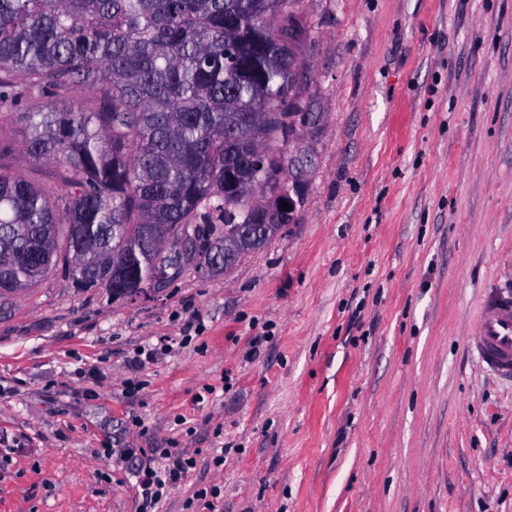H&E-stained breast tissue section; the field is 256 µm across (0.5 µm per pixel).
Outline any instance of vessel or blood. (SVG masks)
I'll list each match as a JSON object with an SVG mask.
<instances>
[{
  "label": "vessel or blood",
  "instance_id": "obj_1",
  "mask_svg": "<svg viewBox=\"0 0 512 512\" xmlns=\"http://www.w3.org/2000/svg\"><path fill=\"white\" fill-rule=\"evenodd\" d=\"M469 348L484 367L503 379H512V297L486 296L468 336Z\"/></svg>",
  "mask_w": 512,
  "mask_h": 512
}]
</instances>
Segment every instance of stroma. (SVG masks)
I'll list each match as a JSON object with an SVG mask.
<instances>
[{
	"label": "stroma",
	"instance_id": "obj_1",
	"mask_svg": "<svg viewBox=\"0 0 512 512\" xmlns=\"http://www.w3.org/2000/svg\"><path fill=\"white\" fill-rule=\"evenodd\" d=\"M290 11V222L146 299L1 302L0 512H136L111 448L196 454L158 512H512V381L465 344L512 293V0ZM23 140L0 118V168L59 187Z\"/></svg>",
	"mask_w": 512,
	"mask_h": 512
}]
</instances>
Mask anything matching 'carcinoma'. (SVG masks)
Returning a JSON list of instances; mask_svg holds the SVG:
<instances>
[{
  "instance_id": "1",
  "label": "carcinoma",
  "mask_w": 512,
  "mask_h": 512,
  "mask_svg": "<svg viewBox=\"0 0 512 512\" xmlns=\"http://www.w3.org/2000/svg\"><path fill=\"white\" fill-rule=\"evenodd\" d=\"M290 0H0V108L26 129L22 156L67 171L51 190L0 170V297L59 269L114 297L112 268L151 291L162 261L149 228L171 240L198 216L228 232L259 212L288 161L279 140L294 112L298 26ZM87 108L18 103L58 90ZM264 166L240 159L255 145ZM224 238L195 267L226 272Z\"/></svg>"
}]
</instances>
